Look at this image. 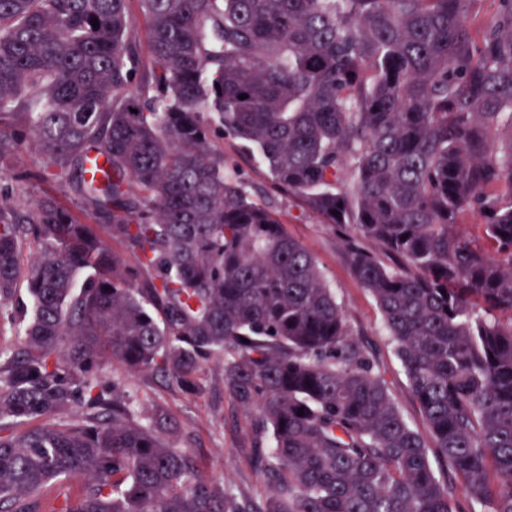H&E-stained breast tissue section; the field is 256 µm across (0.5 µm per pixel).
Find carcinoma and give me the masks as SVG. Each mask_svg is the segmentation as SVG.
Listing matches in <instances>:
<instances>
[{
	"mask_svg": "<svg viewBox=\"0 0 512 512\" xmlns=\"http://www.w3.org/2000/svg\"><path fill=\"white\" fill-rule=\"evenodd\" d=\"M497 2L477 39L475 0H0V164L36 149L43 179L107 220L0 195V309L24 323L0 350V512H512V0ZM208 112L343 234L425 431ZM29 239L42 256L25 265ZM217 353L270 438L258 501L103 375L193 392ZM69 479L84 487L59 503Z\"/></svg>",
	"mask_w": 512,
	"mask_h": 512,
	"instance_id": "carcinoma-1",
	"label": "carcinoma"
}]
</instances>
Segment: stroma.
<instances>
[{
  "label": "stroma",
  "instance_id": "35a3bbf8",
  "mask_svg": "<svg viewBox=\"0 0 512 512\" xmlns=\"http://www.w3.org/2000/svg\"><path fill=\"white\" fill-rule=\"evenodd\" d=\"M214 143L224 156L235 160L250 195L270 203L288 232L319 261L336 290L355 338L375 351L402 414L412 426L424 429V419L403 368L383 336L381 314L373 297L354 275L343 239L309 212L301 199L280 195L260 158L225 136L223 127H216ZM42 166L41 157L33 149L22 150L10 169L0 174V192L8 194L21 207L39 197L54 195L82 221L97 223V216L86 212L74 194L39 179ZM104 375L124 385L142 416L162 408L174 417V427L165 433L164 439L175 447L193 449L199 471L232 484L244 494L256 498L267 495L263 478L250 465L254 448L265 443L266 435L255 428L251 413L225 387L223 355H214L203 365L197 376L199 388L191 394L155 374L128 376L117 364L105 365Z\"/></svg>",
  "mask_w": 512,
  "mask_h": 512
}]
</instances>
